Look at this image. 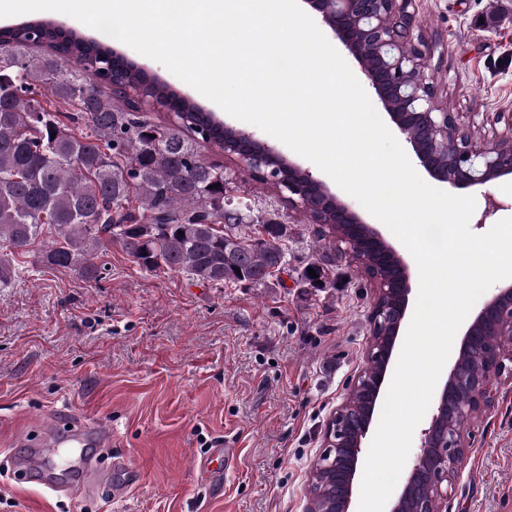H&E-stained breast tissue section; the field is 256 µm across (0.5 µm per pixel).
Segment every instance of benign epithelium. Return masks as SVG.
Instances as JSON below:
<instances>
[{"label": "benign epithelium", "instance_id": "1", "mask_svg": "<svg viewBox=\"0 0 512 512\" xmlns=\"http://www.w3.org/2000/svg\"><path fill=\"white\" fill-rule=\"evenodd\" d=\"M303 2L357 62L377 107L404 136L411 156L430 179L457 189L512 180V119L507 135L481 146L474 144L462 116L448 111L437 87L425 76L423 43L414 36L416 0ZM232 149L229 157L237 164L261 169L265 177L280 184L288 208L318 213L319 230L326 224L357 229V238L346 240L342 254L360 265L387 270L384 280L374 282L366 364L352 382L364 394L362 409H352L346 399L336 407L321 430L322 451L308 470L311 485L323 473L339 483L338 493L326 500L324 512H356L359 466L370 428L382 410L385 382L400 353L412 293L408 262L380 229L275 146L239 130ZM502 335H512V281L469 314L413 465L388 512H406L409 501L412 512H448V499L471 448L465 425L469 417L490 406L495 381L512 380V350L494 340ZM476 350L481 351L484 367L467 371L462 361Z\"/></svg>", "mask_w": 512, "mask_h": 512}]
</instances>
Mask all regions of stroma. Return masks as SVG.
Wrapping results in <instances>:
<instances>
[{
	"instance_id": "stroma-1",
	"label": "stroma",
	"mask_w": 512,
	"mask_h": 512,
	"mask_svg": "<svg viewBox=\"0 0 512 512\" xmlns=\"http://www.w3.org/2000/svg\"><path fill=\"white\" fill-rule=\"evenodd\" d=\"M507 0H417L426 73L476 133L512 113V19L491 24ZM110 48L234 127L242 122L161 63L111 40ZM199 159L224 169L227 193L254 215L278 211L293 228L288 267L273 288L213 286L180 273H148L120 246L95 260L97 279L20 257L0 285V512H305L308 469L321 425L365 364L369 280L338 259L336 285L297 281L321 235L303 212L207 144ZM469 221L483 234L512 217V185L471 188ZM501 207L483 218L486 196ZM71 421L112 430L110 466L137 475L124 497L98 482L55 492L14 479L9 450L25 452ZM472 447L448 512H512V383L494 387L470 422ZM213 448L237 451L218 496L198 486Z\"/></svg>"
}]
</instances>
